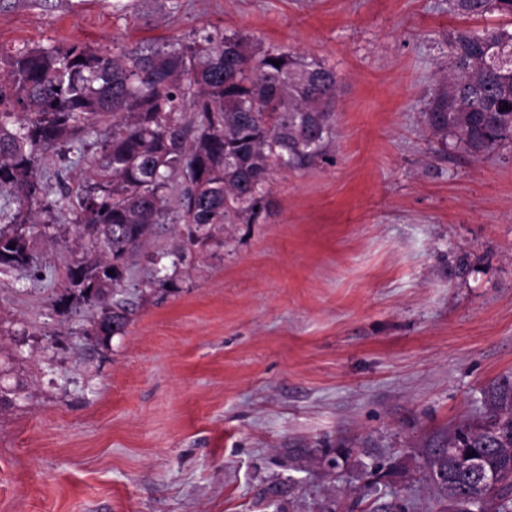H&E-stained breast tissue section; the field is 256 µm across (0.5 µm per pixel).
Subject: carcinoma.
I'll return each mask as SVG.
<instances>
[{
  "mask_svg": "<svg viewBox=\"0 0 512 512\" xmlns=\"http://www.w3.org/2000/svg\"><path fill=\"white\" fill-rule=\"evenodd\" d=\"M452 8L512 14V0H452ZM336 97L333 68L240 33L145 51L73 44L0 54V190L26 207L19 223L0 227V266L33 265L42 155L103 133L77 187L62 191L76 193L77 233L91 250L66 266L59 303L93 306L94 325L124 333L128 309L118 290L154 225H181L179 245L158 255L176 268L226 225L257 223L269 214L275 171L326 159ZM425 121L475 157L512 142V31L451 34L448 71ZM483 403L482 420L459 424L429 457L444 512H512V380L491 384ZM462 453L478 455L494 484L473 482L459 467Z\"/></svg>",
  "mask_w": 512,
  "mask_h": 512,
  "instance_id": "obj_1",
  "label": "carcinoma"
}]
</instances>
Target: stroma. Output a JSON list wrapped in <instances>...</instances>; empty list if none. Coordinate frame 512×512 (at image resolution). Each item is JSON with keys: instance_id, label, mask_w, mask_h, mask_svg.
<instances>
[{"instance_id": "obj_1", "label": "stroma", "mask_w": 512, "mask_h": 512, "mask_svg": "<svg viewBox=\"0 0 512 512\" xmlns=\"http://www.w3.org/2000/svg\"><path fill=\"white\" fill-rule=\"evenodd\" d=\"M449 0H0V53L160 48L234 32L338 81L325 162L275 173L268 216L188 253L172 289L130 263L101 342L58 310L88 243L57 146L29 269L0 271V512H440L428 458L512 378V143L473 160L425 125ZM471 267L458 276L460 256Z\"/></svg>"}]
</instances>
